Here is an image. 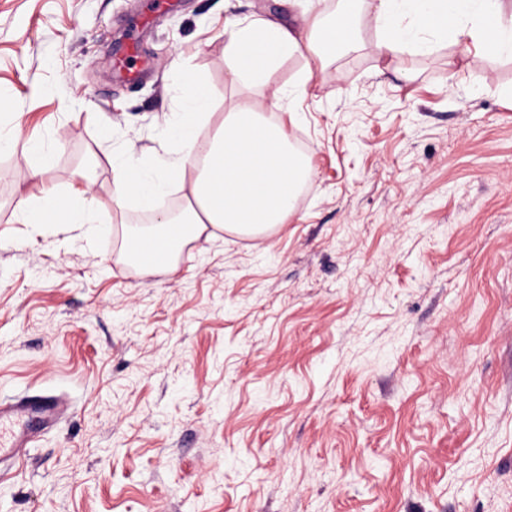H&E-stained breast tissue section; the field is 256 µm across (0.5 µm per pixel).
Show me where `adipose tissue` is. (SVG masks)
Returning a JSON list of instances; mask_svg holds the SVG:
<instances>
[{"instance_id": "adipose-tissue-1", "label": "adipose tissue", "mask_w": 512, "mask_h": 512, "mask_svg": "<svg viewBox=\"0 0 512 512\" xmlns=\"http://www.w3.org/2000/svg\"><path fill=\"white\" fill-rule=\"evenodd\" d=\"M346 0H336L333 14H303L300 21L224 19L229 38L224 56L232 81L265 88L271 71L283 60L300 56L319 64L338 52L361 45L364 28H372L379 54H433L446 41L512 58V9L506 0H356L347 16ZM180 108L167 118L164 132L175 149L148 164L133 153L112 158L113 203L124 209L137 200L148 210L171 185L186 187L184 221L161 217L158 224L122 236L121 261L142 266L145 251L158 244L178 246L215 228L261 236L286 223L301 190L312 177L309 155L299 152L282 126L268 122L253 106L234 101L215 117L206 79L181 72ZM210 125L199 141L202 125ZM25 224L97 223L87 190L43 188L20 207Z\"/></svg>"}]
</instances>
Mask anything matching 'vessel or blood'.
I'll use <instances>...</instances> for the list:
<instances>
[{
    "instance_id": "obj_1",
    "label": "vessel or blood",
    "mask_w": 512,
    "mask_h": 512,
    "mask_svg": "<svg viewBox=\"0 0 512 512\" xmlns=\"http://www.w3.org/2000/svg\"><path fill=\"white\" fill-rule=\"evenodd\" d=\"M67 404L56 395L24 394L0 399V481L10 467L22 465L27 448L67 411Z\"/></svg>"
}]
</instances>
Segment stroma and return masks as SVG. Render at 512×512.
Returning a JSON list of instances; mask_svg holds the SVG:
<instances>
[{
    "instance_id": "stroma-1",
    "label": "stroma",
    "mask_w": 512,
    "mask_h": 512,
    "mask_svg": "<svg viewBox=\"0 0 512 512\" xmlns=\"http://www.w3.org/2000/svg\"><path fill=\"white\" fill-rule=\"evenodd\" d=\"M336 0H171L117 78L149 0H0V125L50 154H0V396L72 413L0 512H512V59L444 43L361 51L274 108L230 82L224 17L287 21ZM280 123L311 158L270 234L215 232L139 274L113 244L149 214L112 206L108 156L150 160L181 70ZM103 230L23 224L22 198L81 187ZM23 161L33 177H40L49 165L48 156L41 142H29L24 149Z\"/></svg>"
}]
</instances>
